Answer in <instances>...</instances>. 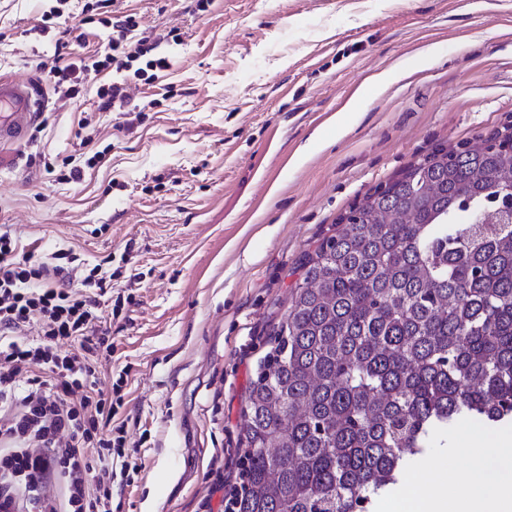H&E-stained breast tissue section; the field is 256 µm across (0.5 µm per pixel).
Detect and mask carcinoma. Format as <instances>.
<instances>
[{
	"mask_svg": "<svg viewBox=\"0 0 512 512\" xmlns=\"http://www.w3.org/2000/svg\"><path fill=\"white\" fill-rule=\"evenodd\" d=\"M511 189L506 147L440 149L305 256L228 512H371L458 422H512Z\"/></svg>",
	"mask_w": 512,
	"mask_h": 512,
	"instance_id": "cac0c4a2",
	"label": "carcinoma"
}]
</instances>
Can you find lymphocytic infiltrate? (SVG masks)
<instances>
[{
  "label": "lymphocytic infiltrate",
  "instance_id": "lymphocytic-infiltrate-1",
  "mask_svg": "<svg viewBox=\"0 0 512 512\" xmlns=\"http://www.w3.org/2000/svg\"><path fill=\"white\" fill-rule=\"evenodd\" d=\"M138 30L135 15L116 16L103 59L38 63L47 89L72 97L88 71L108 69L114 79L98 108L124 106L129 72L166 69L158 48L182 41L174 28L146 36ZM62 257L55 251L33 261L0 232V512H112L115 492L140 469L125 451V435L112 429L123 384L102 389L97 373L113 351L98 328L105 314L121 313L107 300L111 279L95 273L74 288ZM34 323L39 331L31 338ZM54 477L66 483L65 504L46 493Z\"/></svg>",
  "mask_w": 512,
  "mask_h": 512
}]
</instances>
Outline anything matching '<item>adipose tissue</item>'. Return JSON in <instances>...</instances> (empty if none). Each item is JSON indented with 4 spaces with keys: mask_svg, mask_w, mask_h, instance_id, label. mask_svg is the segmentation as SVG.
<instances>
[{
    "mask_svg": "<svg viewBox=\"0 0 512 512\" xmlns=\"http://www.w3.org/2000/svg\"><path fill=\"white\" fill-rule=\"evenodd\" d=\"M455 451L469 456L465 470L424 462L379 501L377 512H512V431L491 440L480 429L463 428Z\"/></svg>",
    "mask_w": 512,
    "mask_h": 512,
    "instance_id": "ef3b65f1",
    "label": "adipose tissue"
}]
</instances>
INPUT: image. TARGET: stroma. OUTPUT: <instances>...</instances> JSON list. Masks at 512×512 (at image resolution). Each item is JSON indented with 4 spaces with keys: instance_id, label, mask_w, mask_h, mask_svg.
<instances>
[{
    "instance_id": "35a3bbf8",
    "label": "stroma",
    "mask_w": 512,
    "mask_h": 512,
    "mask_svg": "<svg viewBox=\"0 0 512 512\" xmlns=\"http://www.w3.org/2000/svg\"><path fill=\"white\" fill-rule=\"evenodd\" d=\"M51 6L0 0V74L102 59L116 15L183 41L160 46L158 78L131 79L146 111H98L108 70L78 98H41L19 164L0 168V225L75 255L73 287L112 275L122 313L102 323L100 385L125 376L117 419L141 466L117 512H224L241 412L306 253L411 164L512 122V0H214L202 14L103 0L63 48L40 20ZM394 65L403 78L374 90ZM351 101L355 120L330 126ZM66 159L82 181L42 167Z\"/></svg>"
}]
</instances>
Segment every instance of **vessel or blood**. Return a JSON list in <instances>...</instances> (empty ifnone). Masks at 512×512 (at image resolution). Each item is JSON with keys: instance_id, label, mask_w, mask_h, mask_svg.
Returning <instances> with one entry per match:
<instances>
[{"instance_id": "b4317fda", "label": "vessel or blood", "mask_w": 512, "mask_h": 512, "mask_svg": "<svg viewBox=\"0 0 512 512\" xmlns=\"http://www.w3.org/2000/svg\"><path fill=\"white\" fill-rule=\"evenodd\" d=\"M38 108L28 81L0 78V167L16 164L17 153L4 151L3 146L10 143L15 148L25 142Z\"/></svg>"}]
</instances>
